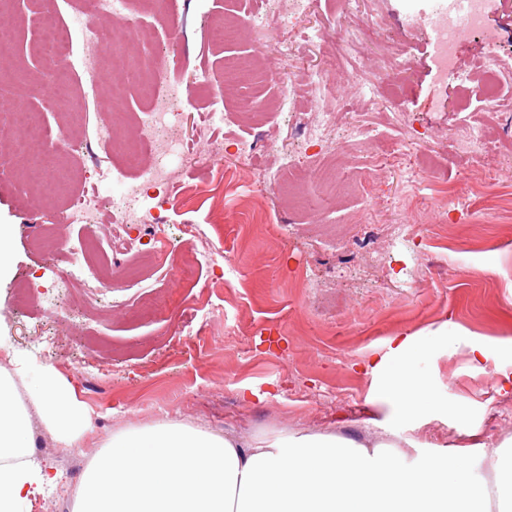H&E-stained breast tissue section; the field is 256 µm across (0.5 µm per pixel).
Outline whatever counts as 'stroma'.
Here are the masks:
<instances>
[{"label": "stroma", "instance_id": "35a3bbf8", "mask_svg": "<svg viewBox=\"0 0 512 512\" xmlns=\"http://www.w3.org/2000/svg\"><path fill=\"white\" fill-rule=\"evenodd\" d=\"M255 0H129L127 13L163 49L159 92L194 82L179 106L185 139H208L215 151L174 155L178 197L140 201L165 226L168 249L181 250L185 225H196L201 253L192 277L159 261L139 225L119 251L99 224L55 225L71 198L104 195L136 182L125 144L139 136L148 105L142 85L102 66L96 83L80 68L88 0H12L0 10L10 29L9 65L0 70V110L37 113L42 130L69 127L41 190L0 158V225L9 266L0 272V364L13 356L55 371L88 413L76 447L53 440L33 419V459L55 475L31 512H74L76 490L113 435L130 427L178 421L247 441L286 434H333L368 445L379 438L409 460L454 454L476 458L481 446L512 439V394L494 385L504 363L473 365L465 348L449 349L444 330H461L496 348L512 339V111H480L483 35L457 40L458 76L436 79L428 30L410 26L435 0H318L305 14L280 4L276 26L257 40L245 21ZM54 16L70 32L73 90L53 98L41 81L50 58L37 42L39 20ZM373 17L358 61L340 60L335 38ZM240 21L234 40L218 45L210 26ZM271 70L266 82L242 80L225 92L219 120L206 122L210 94L224 82V61ZM257 113L237 108L242 95ZM331 96L341 116L332 151L309 144L302 113ZM487 134L486 153L448 139L454 125ZM112 126L119 146L101 141ZM257 140L248 160L241 140ZM280 178L275 192L259 177ZM381 224H413L412 238L389 243ZM68 236L72 254L52 246ZM79 270L80 297L54 283ZM122 287L108 289L115 270ZM431 333L428 372L442 406L388 434L366 424L374 383L363 364L385 353L389 338ZM464 405L469 434L459 433L446 401Z\"/></svg>", "mask_w": 512, "mask_h": 512}]
</instances>
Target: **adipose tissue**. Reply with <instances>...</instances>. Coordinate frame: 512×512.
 Segmentation results:
<instances>
[{"label": "adipose tissue", "mask_w": 512, "mask_h": 512, "mask_svg": "<svg viewBox=\"0 0 512 512\" xmlns=\"http://www.w3.org/2000/svg\"><path fill=\"white\" fill-rule=\"evenodd\" d=\"M432 339L394 337L365 373L388 380L372 403L393 421L412 422L437 402L427 370ZM27 401L17 403L16 382ZM65 447L85 417L71 392L42 366L19 361L0 373V512H30L44 477L31 460L32 414ZM456 457L409 462L392 444L368 446L332 434H292L266 442L235 441L199 427L161 422L113 436L86 467L74 512H512V441Z\"/></svg>", "instance_id": "adipose-tissue-1"}]
</instances>
